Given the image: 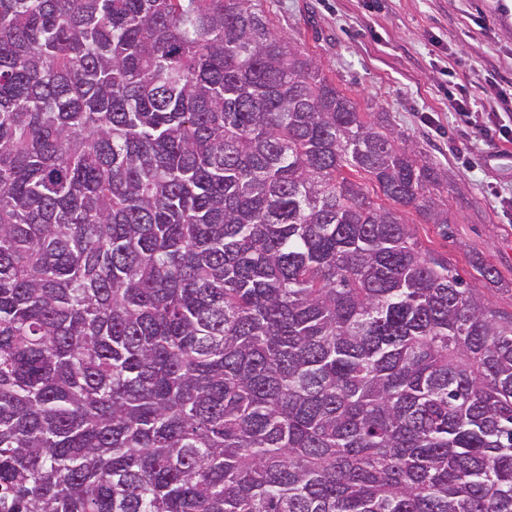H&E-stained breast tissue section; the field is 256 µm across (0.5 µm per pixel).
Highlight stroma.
Returning a JSON list of instances; mask_svg holds the SVG:
<instances>
[{
	"instance_id": "stroma-1",
	"label": "stroma",
	"mask_w": 512,
	"mask_h": 512,
	"mask_svg": "<svg viewBox=\"0 0 512 512\" xmlns=\"http://www.w3.org/2000/svg\"><path fill=\"white\" fill-rule=\"evenodd\" d=\"M255 0L367 118L387 117L422 157L448 171L440 196L449 226L415 210L403 218L424 248L447 258L493 307L512 310V144L461 132L447 91L467 89L475 112L493 111L489 71L512 79V0ZM497 272L488 281L476 263Z\"/></svg>"
}]
</instances>
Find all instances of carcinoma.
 I'll list each match as a JSON object with an SVG mask.
<instances>
[{"mask_svg": "<svg viewBox=\"0 0 512 512\" xmlns=\"http://www.w3.org/2000/svg\"><path fill=\"white\" fill-rule=\"evenodd\" d=\"M446 185L253 0H0V512H512Z\"/></svg>", "mask_w": 512, "mask_h": 512, "instance_id": "obj_1", "label": "carcinoma"}]
</instances>
